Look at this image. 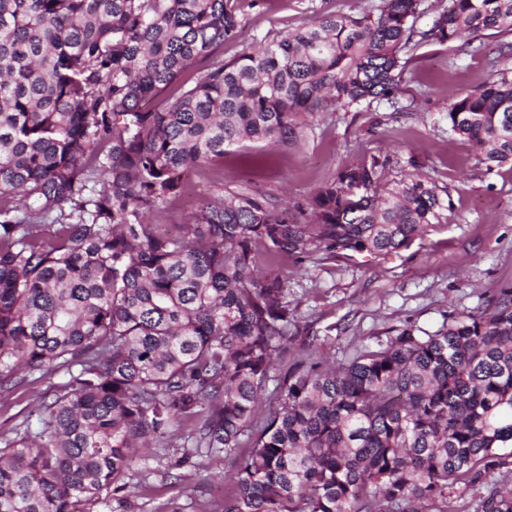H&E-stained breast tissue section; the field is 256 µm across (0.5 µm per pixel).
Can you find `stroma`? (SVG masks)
<instances>
[{
    "label": "stroma",
    "instance_id": "35a3bbf8",
    "mask_svg": "<svg viewBox=\"0 0 512 512\" xmlns=\"http://www.w3.org/2000/svg\"><path fill=\"white\" fill-rule=\"evenodd\" d=\"M245 16L236 47L311 23L327 13L361 14L380 0H240ZM499 36L483 33L470 47L422 44L403 75L397 104L387 101L307 120L296 146L263 143L226 149L223 158L191 178V191L148 217L149 223H185L199 196L220 197L247 186L281 202H298L345 163L389 157L384 176L424 174L447 187L453 207L444 224L428 225L409 248L385 257L304 263L276 270L288 279V299L318 338L319 357L340 367L359 346L411 327L437 331L453 314L477 309L512 286V168L487 171L468 142L450 135V102L488 81ZM58 372L0 393V436L47 402ZM234 465L189 448L151 447L137 456L123 481L132 512H221Z\"/></svg>",
    "mask_w": 512,
    "mask_h": 512
}]
</instances>
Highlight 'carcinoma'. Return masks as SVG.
I'll return each instance as SVG.
<instances>
[{"instance_id":"cac0c4a2","label":"carcinoma","mask_w":512,"mask_h":512,"mask_svg":"<svg viewBox=\"0 0 512 512\" xmlns=\"http://www.w3.org/2000/svg\"><path fill=\"white\" fill-rule=\"evenodd\" d=\"M236 2L0 0V392L69 375L4 440L0 512H130L131 444L177 437L237 464L223 512H512V287L325 372L260 268L405 249L447 223L448 188L372 156L291 207L244 189L174 233L146 221L226 147L396 99L416 46L511 35L512 0H448L423 30L420 0H381L220 58ZM491 69L446 114L489 172L512 166V40Z\"/></svg>"}]
</instances>
